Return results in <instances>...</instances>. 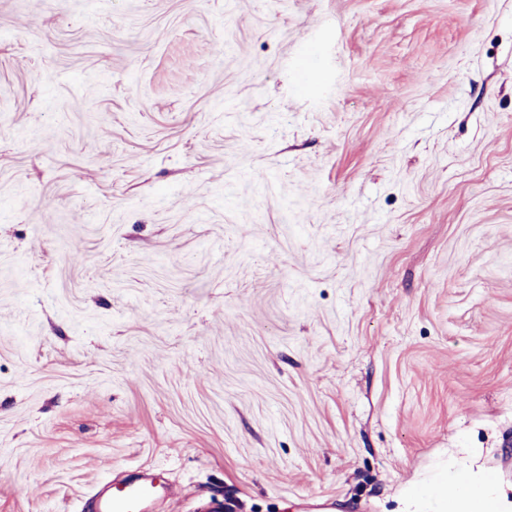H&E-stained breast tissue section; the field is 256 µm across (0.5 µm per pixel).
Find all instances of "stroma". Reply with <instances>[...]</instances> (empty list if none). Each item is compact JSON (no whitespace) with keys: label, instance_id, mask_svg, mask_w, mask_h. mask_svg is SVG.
I'll use <instances>...</instances> for the list:
<instances>
[{"label":"stroma","instance_id":"stroma-1","mask_svg":"<svg viewBox=\"0 0 512 512\" xmlns=\"http://www.w3.org/2000/svg\"><path fill=\"white\" fill-rule=\"evenodd\" d=\"M441 466L512 487V0H0V512ZM165 485L161 482L157 470H146L135 481L126 483H113L105 491L98 493L95 498L97 512H146L161 489Z\"/></svg>","mask_w":512,"mask_h":512}]
</instances>
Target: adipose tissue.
<instances>
[{
    "label": "adipose tissue",
    "instance_id": "adipose-tissue-1",
    "mask_svg": "<svg viewBox=\"0 0 512 512\" xmlns=\"http://www.w3.org/2000/svg\"><path fill=\"white\" fill-rule=\"evenodd\" d=\"M401 512H512V500L492 473H452L407 494Z\"/></svg>",
    "mask_w": 512,
    "mask_h": 512
}]
</instances>
